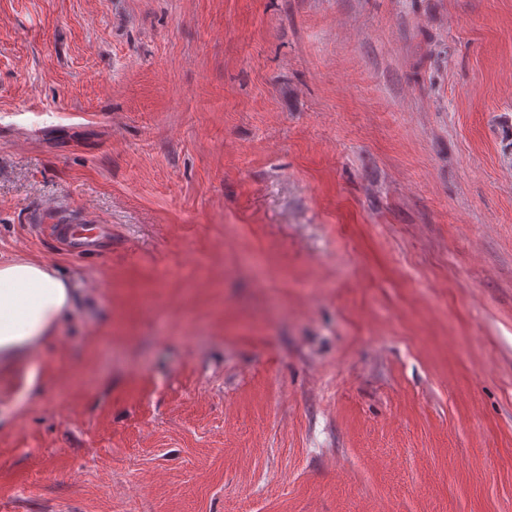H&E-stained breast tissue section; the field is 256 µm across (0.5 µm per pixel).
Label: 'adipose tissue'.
Here are the masks:
<instances>
[{"label": "adipose tissue", "instance_id": "adipose-tissue-1", "mask_svg": "<svg viewBox=\"0 0 512 512\" xmlns=\"http://www.w3.org/2000/svg\"><path fill=\"white\" fill-rule=\"evenodd\" d=\"M75 290L43 262L0 264V363L26 358L72 308Z\"/></svg>", "mask_w": 512, "mask_h": 512}]
</instances>
